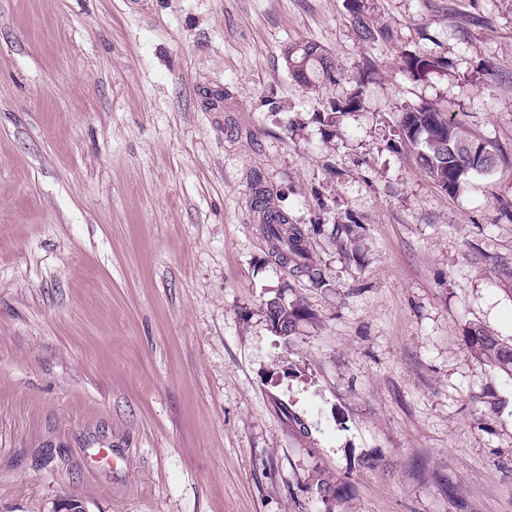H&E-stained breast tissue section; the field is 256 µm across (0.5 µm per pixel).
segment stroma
Segmentation results:
<instances>
[{"mask_svg":"<svg viewBox=\"0 0 512 512\" xmlns=\"http://www.w3.org/2000/svg\"><path fill=\"white\" fill-rule=\"evenodd\" d=\"M359 4L392 40L347 0H0V512H512V376L468 341L512 344V0ZM303 41L335 83L291 78ZM408 106L504 161L445 193ZM438 66H440V61L437 57L424 53L409 54L403 58V72L415 81L430 74ZM360 103L359 92L356 91L352 93L349 97H347L344 101H333L330 104V112H326V116L323 112V118L319 114L318 121L323 126H329V123H333L336 118L337 113L340 114H349L350 112H354L358 109ZM251 208L256 213L260 231L269 243L271 256L291 271L318 283L324 272L313 265L307 247L308 234L300 224H293L288 214L273 206L269 190L257 180L252 187ZM278 302H281L278 300ZM267 303V316L272 326L285 336H290L295 332L296 325L299 321L307 316L306 309L300 305Z\"/></svg>","mask_w":512,"mask_h":512,"instance_id":"35a3bbf8","label":"stroma"}]
</instances>
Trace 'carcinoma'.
I'll use <instances>...</instances> for the list:
<instances>
[{
    "label": "carcinoma",
    "mask_w": 512,
    "mask_h": 512,
    "mask_svg": "<svg viewBox=\"0 0 512 512\" xmlns=\"http://www.w3.org/2000/svg\"><path fill=\"white\" fill-rule=\"evenodd\" d=\"M288 67L294 69L300 84L318 87L335 81L336 64L327 50L312 41L302 47L291 48L287 57ZM440 66V61L428 54L415 53L404 56L403 72L412 80H419ZM359 92L343 101L330 104V112L318 118L327 126L335 115L348 114L358 109ZM394 136L408 142L416 149V160L434 183L443 191L453 194L460 190L469 175L487 172L501 160L491 143L472 137L467 129L445 112L431 107L403 109ZM251 208L256 213L260 231L269 243L271 256L291 271L318 283L323 279L322 269L313 265L307 247L308 234L299 224L291 222L288 214L273 206L269 190L256 181L252 187ZM267 316L272 326L285 336L295 332L299 321L307 316L306 309L294 304L286 306L266 304ZM469 340L475 351L506 373H512V346L505 345L481 329L473 330Z\"/></svg>",
    "instance_id": "1"
}]
</instances>
